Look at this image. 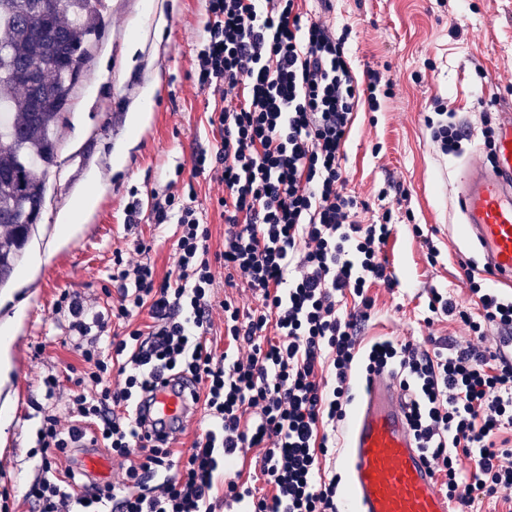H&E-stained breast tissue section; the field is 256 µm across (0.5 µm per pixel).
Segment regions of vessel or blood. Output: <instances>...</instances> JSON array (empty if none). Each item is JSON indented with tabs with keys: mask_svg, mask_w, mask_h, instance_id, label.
<instances>
[{
	"mask_svg": "<svg viewBox=\"0 0 512 512\" xmlns=\"http://www.w3.org/2000/svg\"><path fill=\"white\" fill-rule=\"evenodd\" d=\"M496 162L471 160L458 184L457 205L478 242L486 268L497 281L512 285V114L498 123ZM153 414L170 423L169 444L180 434L173 422L184 415V398L172 387H158ZM345 465L350 512H450L436 485L432 465L408 426V408L394 377L371 375L347 428Z\"/></svg>",
	"mask_w": 512,
	"mask_h": 512,
	"instance_id": "1",
	"label": "vessel or blood"
}]
</instances>
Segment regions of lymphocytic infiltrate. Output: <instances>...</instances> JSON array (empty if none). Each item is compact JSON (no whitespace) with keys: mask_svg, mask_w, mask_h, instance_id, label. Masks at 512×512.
<instances>
[{"mask_svg":"<svg viewBox=\"0 0 512 512\" xmlns=\"http://www.w3.org/2000/svg\"><path fill=\"white\" fill-rule=\"evenodd\" d=\"M209 20L197 52L199 89L220 91L221 144L192 159L194 175L223 188L217 206L224 248L192 207L193 184L156 201L155 227L175 223L174 272L157 277L150 262L112 254L119 297L93 312L75 293L56 304L68 319L82 370L65 414L44 417L40 475L30 486L36 512H216L225 501L246 512H342L339 476L322 475L330 428L344 424L353 401V367L398 379L412 433L444 474L442 490L460 512L475 491L512 489V297L471 282L480 317L430 289V313L457 316L475 336L496 325L500 345L452 351L385 340L360 352L358 332L371 308L369 284H397L381 258L394 232L391 213L373 224L363 201L345 190L342 148L360 100L380 105L390 80L367 68L356 80L345 35L306 16L299 0H207ZM224 279H216V266ZM246 285L259 301L244 311L233 299L213 305L217 283ZM357 303L342 309L346 297ZM224 334L244 355L217 352L209 337L214 309ZM329 366V379L317 371ZM123 380L111 384L112 374ZM193 386L204 427L176 449L141 431L133 413L160 378ZM124 466L122 485L90 478L73 460L84 444ZM264 451L261 476L271 495L228 481L246 449ZM476 468L462 474L458 455Z\"/></svg>","mask_w":512,"mask_h":512,"instance_id":"lymphocytic-infiltrate-1","label":"lymphocytic infiltrate"}]
</instances>
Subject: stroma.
Returning <instances> with one entry per match:
<instances>
[{
    "mask_svg": "<svg viewBox=\"0 0 512 512\" xmlns=\"http://www.w3.org/2000/svg\"><path fill=\"white\" fill-rule=\"evenodd\" d=\"M109 24L96 41L84 84L61 124L59 165L50 179L42 217L10 282L0 287V326L12 331L11 371L0 384V512H33L26 492L37 476L36 431L45 411L63 406L76 364L74 337L54 303L61 292L81 295L100 310L111 289L115 249L144 242L158 276L174 270V225L155 228L151 207L174 188L193 183L210 247L222 250L224 219L217 187L194 176L196 152L216 151L221 137L209 118L219 93L199 90L196 54L208 20L206 0H103ZM313 18L348 32L346 51L355 75L380 69L393 81L378 110L355 108L343 147L347 192L368 204L364 223L392 211L394 233L383 256L398 284H371L370 317L358 335L361 347L392 340L432 345L472 343L495 349L497 331L469 337L455 318L427 311V291L446 292L472 315L481 308L461 261L485 278L484 257L467 236L456 203L457 183L473 157L488 159L486 130L512 113V0H305ZM151 110L132 127L144 94ZM465 126L459 150L443 154L424 124L438 110ZM403 194L378 199L384 183ZM91 204L69 238L57 228L72 201ZM140 203L139 223L125 207ZM423 224L440 251L429 262L412 231ZM56 374L47 397L42 379Z\"/></svg>",
    "mask_w": 512,
    "mask_h": 512,
    "instance_id": "1",
    "label": "stroma"
}]
</instances>
